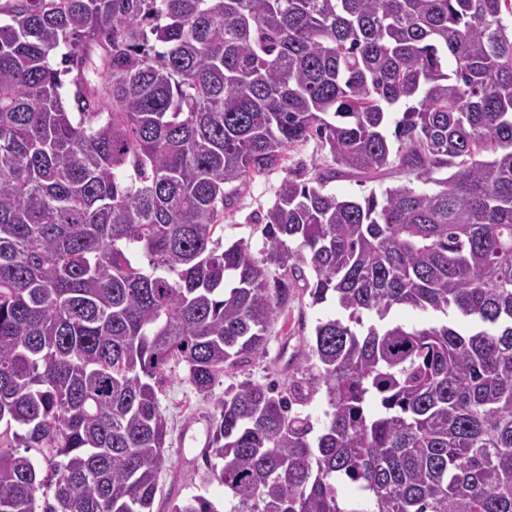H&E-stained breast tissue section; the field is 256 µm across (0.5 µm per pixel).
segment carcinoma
Here are the masks:
<instances>
[{
    "label": "carcinoma",
    "instance_id": "cac0c4a2",
    "mask_svg": "<svg viewBox=\"0 0 512 512\" xmlns=\"http://www.w3.org/2000/svg\"><path fill=\"white\" fill-rule=\"evenodd\" d=\"M0 18V512H153L170 364L209 395L299 292L338 309L305 364L209 420L228 512H512V0ZM314 136L335 167L282 181L261 250L224 245L239 189ZM389 168L379 194L325 191Z\"/></svg>",
    "mask_w": 512,
    "mask_h": 512
}]
</instances>
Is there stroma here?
Listing matches in <instances>:
<instances>
[{"instance_id":"1","label":"stroma","mask_w":512,"mask_h":512,"mask_svg":"<svg viewBox=\"0 0 512 512\" xmlns=\"http://www.w3.org/2000/svg\"><path fill=\"white\" fill-rule=\"evenodd\" d=\"M331 156L319 139L294 145L278 168L255 176L238 194L233 207L224 213V242L249 240L253 249L262 246L260 219L272 206L276 192L287 176L305 181L315 169L331 165ZM336 306L328 301L311 305L309 297L296 296L284 307L271 327L265 351L249 364L222 377L211 399L199 396L186 378L183 367L173 368L159 395L160 407L168 420L167 462L159 474L160 490L153 512L193 495H204L223 503L224 489L210 477L205 459L207 416L228 386L246 382L266 383L284 379L288 368L300 365L308 351L318 321L334 315Z\"/></svg>"}]
</instances>
